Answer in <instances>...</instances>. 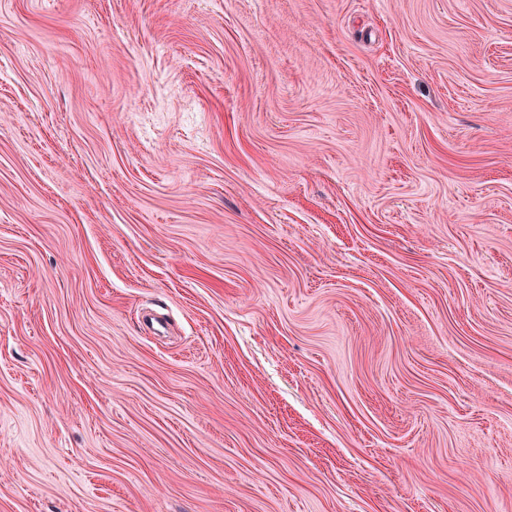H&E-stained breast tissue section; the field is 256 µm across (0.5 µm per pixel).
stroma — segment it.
I'll return each mask as SVG.
<instances>
[{"label":"stroma","instance_id":"1","mask_svg":"<svg viewBox=\"0 0 512 512\" xmlns=\"http://www.w3.org/2000/svg\"><path fill=\"white\" fill-rule=\"evenodd\" d=\"M0 512H512V0H0Z\"/></svg>","mask_w":512,"mask_h":512}]
</instances>
